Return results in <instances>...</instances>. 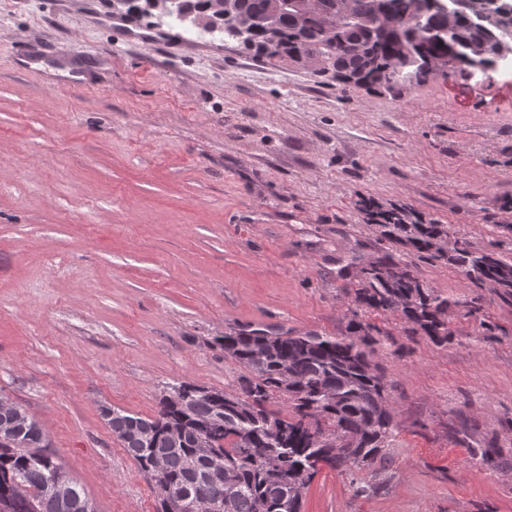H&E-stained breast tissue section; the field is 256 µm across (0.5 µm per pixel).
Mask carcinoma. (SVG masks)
Here are the masks:
<instances>
[{"label": "carcinoma", "instance_id": "obj_1", "mask_svg": "<svg viewBox=\"0 0 512 512\" xmlns=\"http://www.w3.org/2000/svg\"><path fill=\"white\" fill-rule=\"evenodd\" d=\"M291 2L240 0L247 16L264 17L274 8L278 14L272 33L258 30L238 42L297 66L303 58L320 57L325 66L319 75L328 80L392 92L405 86L390 69L405 46L410 51L402 65L419 83L436 71L429 60L450 51L465 68L488 72L496 65L493 41L499 31L470 13H458L450 22L428 3L426 34L395 26L373 32L361 20H400L414 0H349V19L342 15L344 0H318V8L306 14ZM327 25L333 29L330 40L321 36ZM361 206L386 240L452 263L478 288L512 296V256L478 249L460 237L450 249L448 225L424 222L405 207L382 210L370 199ZM347 293L355 309L343 337L248 327L226 331L212 346L240 368L232 390L206 387L201 393L199 385L177 382L150 418L111 409L112 434L155 491L165 485L178 496L208 486L222 493L227 512H302L303 497L291 494L292 482L304 475L307 487L324 467L350 478L360 493L373 489L362 473L384 458L399 422L385 408L384 376L369 357L388 332L359 314L395 313L408 330L444 346L452 336L449 311L461 302L421 280L413 263L390 255L357 263ZM280 402L284 409H272ZM173 427L180 430L176 444L168 438ZM338 431L356 436L355 446H328ZM40 435L32 419L18 434L0 440V512H97L88 506L85 489L41 447ZM155 458L164 463L161 477L151 469ZM50 482L62 486L65 495H46Z\"/></svg>", "mask_w": 512, "mask_h": 512}]
</instances>
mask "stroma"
Listing matches in <instances>:
<instances>
[{
    "label": "stroma",
    "mask_w": 512,
    "mask_h": 512,
    "mask_svg": "<svg viewBox=\"0 0 512 512\" xmlns=\"http://www.w3.org/2000/svg\"><path fill=\"white\" fill-rule=\"evenodd\" d=\"M365 197L511 255L512 67L345 88L112 0H0V397L98 512H157L103 407L231 388L232 328L344 334L354 260L389 254L459 301L453 336L369 315L400 429L376 491L325 468L303 512H512V298L382 239Z\"/></svg>",
    "instance_id": "35a3bbf8"
}]
</instances>
